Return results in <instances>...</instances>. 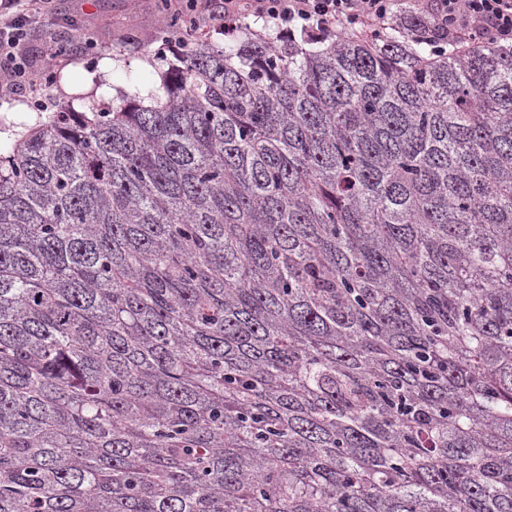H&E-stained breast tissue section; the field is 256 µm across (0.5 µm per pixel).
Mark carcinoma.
<instances>
[{"instance_id": "cac0c4a2", "label": "carcinoma", "mask_w": 512, "mask_h": 512, "mask_svg": "<svg viewBox=\"0 0 512 512\" xmlns=\"http://www.w3.org/2000/svg\"><path fill=\"white\" fill-rule=\"evenodd\" d=\"M425 28L0 151V512H512V47Z\"/></svg>"}]
</instances>
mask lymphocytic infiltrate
Segmentation results:
<instances>
[{
    "label": "lymphocytic infiltrate",
    "mask_w": 512,
    "mask_h": 512,
    "mask_svg": "<svg viewBox=\"0 0 512 512\" xmlns=\"http://www.w3.org/2000/svg\"><path fill=\"white\" fill-rule=\"evenodd\" d=\"M52 0H0V58L12 66L0 72V99L24 90L41 102L51 76L33 73L20 57L28 32L50 13ZM196 23H231L253 16L280 25L285 35L313 37L326 30L380 32L397 17L428 24L426 44L459 46L474 38L512 44V0H224L215 13L211 0H193Z\"/></svg>",
    "instance_id": "f902f5d3"
}]
</instances>
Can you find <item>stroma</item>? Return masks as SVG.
Returning a JSON list of instances; mask_svg holds the SVG:
<instances>
[{"label": "stroma", "mask_w": 512, "mask_h": 512, "mask_svg": "<svg viewBox=\"0 0 512 512\" xmlns=\"http://www.w3.org/2000/svg\"><path fill=\"white\" fill-rule=\"evenodd\" d=\"M52 7L49 21L33 28L22 48L31 70L56 73L47 99L87 112L111 103L118 91L144 98L160 86L164 65L155 56L177 49L166 40L164 20L174 13L168 0H54ZM49 38L66 48L65 57L45 55ZM45 119L26 95L0 104V145Z\"/></svg>", "instance_id": "35a3bbf8"}]
</instances>
